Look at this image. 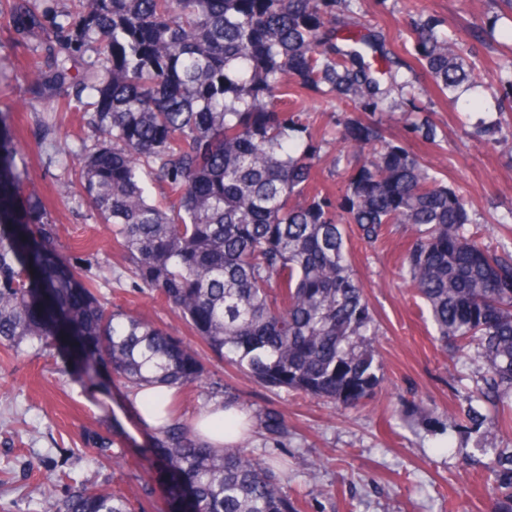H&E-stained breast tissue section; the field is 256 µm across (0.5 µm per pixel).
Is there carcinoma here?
<instances>
[{
    "instance_id": "1",
    "label": "carcinoma",
    "mask_w": 512,
    "mask_h": 512,
    "mask_svg": "<svg viewBox=\"0 0 512 512\" xmlns=\"http://www.w3.org/2000/svg\"><path fill=\"white\" fill-rule=\"evenodd\" d=\"M64 15L33 0H0V19L39 42L51 67H29L34 93L73 86L61 108L81 112L98 134L74 159L57 195L77 192L108 225L135 283L180 318L203 351L132 310L109 308L53 249L56 228L44 201L29 221L0 231V346L32 340L67 351L91 388L104 373L128 390L149 384H207L213 358L271 391L291 390L353 410L381 388L372 345L378 327L355 272L349 225L375 242L388 225L407 224L412 242L403 279L424 300L442 345L470 352L483 370L477 399L512 400V255L482 244L467 201L409 148L363 119L382 110L386 85L402 89L408 64L379 34L326 24L350 17L360 0H69ZM414 59L439 93L478 86L453 38L429 16L412 23ZM94 39L106 49L88 82L69 63ZM293 80L356 112L339 124L354 163L336 198L318 162L329 130L280 109ZM498 111L512 112V64L500 77ZM406 120L425 139L436 130ZM156 183L154 200L147 182ZM224 408L243 396L211 388ZM151 454L169 471L171 494L190 512H302L283 472L254 456L249 440L218 452L194 424L169 409ZM268 447L288 442L275 407L256 411ZM448 419L471 435L487 417L466 400ZM88 445L110 460L112 438ZM491 482L488 512H512V448L478 447ZM36 512H131L117 490L38 484Z\"/></svg>"
}]
</instances>
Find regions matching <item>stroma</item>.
Masks as SVG:
<instances>
[{"mask_svg":"<svg viewBox=\"0 0 512 512\" xmlns=\"http://www.w3.org/2000/svg\"><path fill=\"white\" fill-rule=\"evenodd\" d=\"M362 11L386 45L401 52L410 23L434 16L450 31L466 62L477 63L481 87L442 96L425 70L413 81L416 103L435 125L429 142L408 125L404 99L391 94L376 113L385 134L420 155L459 188L469 202L473 223L482 225L485 242L512 253V153L484 133L496 120L493 94L497 74L512 62L502 35L481 41L476 31L490 28L494 0H363ZM30 47L16 44L0 21V113L8 116L17 152L7 179H18L13 207L5 221L25 222L26 197L38 192L58 232L56 249L71 264L97 275V294L112 305L144 313L199 347L196 337L149 291L135 286L112 235L96 223L93 208L75 196L56 198L65 175L61 145L80 150V126L67 115L51 134L39 123L63 89H47L44 99L28 93L24 78ZM411 239L407 226L369 246L352 241V260L380 325L375 347L383 363L379 394L358 409L341 412L322 401L286 391H270L209 360L211 380L229 382L253 406L273 405L288 418V444L279 456L291 464L289 494L305 501V512H485L488 491L479 472L457 450L458 435L448 427V412L465 389L475 386L464 360L435 343V331L422 302L406 287L402 261ZM423 404L429 421L412 414ZM107 433L121 453V466L99 462L86 443L91 432ZM151 434L142 428L121 381L110 392L89 390L64 353L28 342L21 356L0 349V512H33L30 485L70 473L79 480L104 483L130 499L134 512H185L171 498L162 464L150 452ZM316 481H308L311 470Z\"/></svg>","mask_w":512,"mask_h":512,"instance_id":"stroma-1","label":"stroma"}]
</instances>
